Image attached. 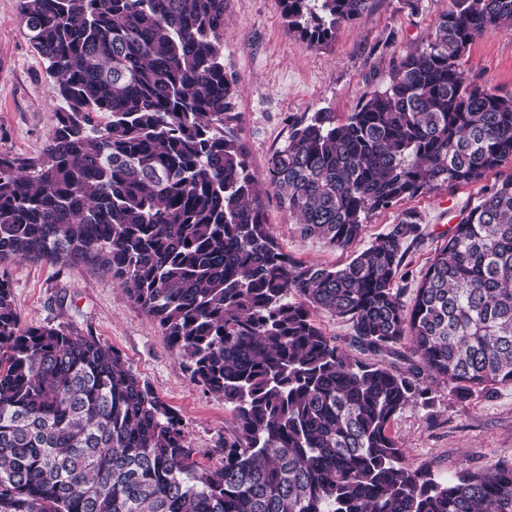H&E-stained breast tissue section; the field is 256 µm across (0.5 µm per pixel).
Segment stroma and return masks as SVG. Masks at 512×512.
<instances>
[{
	"label": "stroma",
	"mask_w": 512,
	"mask_h": 512,
	"mask_svg": "<svg viewBox=\"0 0 512 512\" xmlns=\"http://www.w3.org/2000/svg\"><path fill=\"white\" fill-rule=\"evenodd\" d=\"M453 7V0H370L364 13L340 28L334 42L308 48L288 35L277 0H224V71L238 83L232 127L246 147L251 174L264 178L293 120L321 109L353 111L365 93L387 80L403 55L427 43L437 19ZM462 67L480 87L512 92V31L492 30L477 38ZM51 85L24 34L19 0H0V154L33 157L41 152L54 125ZM498 179L492 172L480 183L375 212L363 237L344 249L300 236L275 196L265 197V216L291 260L341 267L385 233L401 212H417L426 236L410 247L405 274L396 282L409 301L442 234ZM0 278L12 286L22 326H66L113 346L183 419L197 462H221L219 444L233 422L230 407L190 381L150 316L110 274L83 261L19 260L0 265ZM430 388L429 406L408 405L391 424L406 462L430 464L439 479L498 460L512 462V385L464 399L438 380Z\"/></svg>",
	"instance_id": "stroma-1"
}]
</instances>
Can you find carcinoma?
I'll return each instance as SVG.
<instances>
[{"label": "carcinoma", "mask_w": 512, "mask_h": 512, "mask_svg": "<svg viewBox=\"0 0 512 512\" xmlns=\"http://www.w3.org/2000/svg\"><path fill=\"white\" fill-rule=\"evenodd\" d=\"M277 2L310 48L370 0ZM454 2L346 118L293 122L262 189L229 130L224 0H20L55 123L40 155L0 154V265L103 268L233 428L222 463L200 465L117 350L20 327L1 278L0 512H512V462L439 481L390 431L428 405V379L512 384V173L459 215L409 304L395 281L424 237L416 212L338 269L293 262L264 213L269 191L302 236L346 248L371 214L512 163V93L461 67L476 38L512 29V0ZM316 310L351 324L346 345Z\"/></svg>", "instance_id": "carcinoma-1"}]
</instances>
